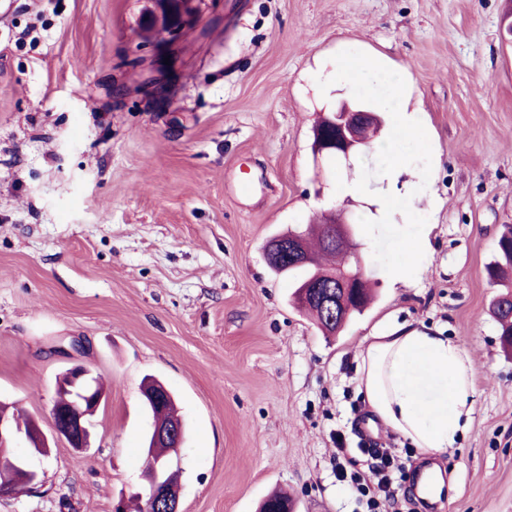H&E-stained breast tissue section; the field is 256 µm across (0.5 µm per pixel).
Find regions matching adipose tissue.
Masks as SVG:
<instances>
[{
    "mask_svg": "<svg viewBox=\"0 0 512 512\" xmlns=\"http://www.w3.org/2000/svg\"><path fill=\"white\" fill-rule=\"evenodd\" d=\"M324 86L345 85L375 95L390 114L393 133L368 145L381 159L379 176L391 178L408 167L402 150L422 136L421 125L405 100V81L397 73L366 60L339 61L334 71L318 72ZM419 239H400L387 266L396 283H414L427 259ZM357 387L371 413L425 456L438 457L455 448L473 410V367L463 342L422 327L387 325L365 337L356 354Z\"/></svg>",
    "mask_w": 512,
    "mask_h": 512,
    "instance_id": "ef3b65f1",
    "label": "adipose tissue"
}]
</instances>
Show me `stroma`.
<instances>
[{
	"label": "stroma",
	"mask_w": 512,
	"mask_h": 512,
	"mask_svg": "<svg viewBox=\"0 0 512 512\" xmlns=\"http://www.w3.org/2000/svg\"><path fill=\"white\" fill-rule=\"evenodd\" d=\"M512 0H200L174 44L155 0H12L0 14V401L38 422L51 455L41 492L0 512H112L144 493L152 420L145 376L186 427L179 512H259L276 489L294 512H362L334 473L337 440L421 456L368 411L354 357L383 320L461 337L474 413L436 458L438 512H512V350L486 268L512 224ZM350 51L406 71L431 173L412 224L357 221L381 188L367 153L315 157L320 115L345 92L312 71ZM169 58L165 91L149 61ZM361 177L363 199L338 192ZM251 181L245 195L239 183ZM357 224L376 300L326 337L274 273L275 235L326 210ZM427 233L411 287L385 266L398 236ZM82 343L81 350L71 341ZM105 384L89 449L52 433L57 377Z\"/></svg>",
	"instance_id": "obj_1"
}]
</instances>
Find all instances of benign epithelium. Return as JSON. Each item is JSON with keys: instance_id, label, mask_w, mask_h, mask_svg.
<instances>
[{"instance_id": "obj_1", "label": "benign epithelium", "mask_w": 512, "mask_h": 512, "mask_svg": "<svg viewBox=\"0 0 512 512\" xmlns=\"http://www.w3.org/2000/svg\"><path fill=\"white\" fill-rule=\"evenodd\" d=\"M162 13L171 15L179 10L190 14L194 0H155ZM375 115L371 110L360 106H351L342 103L336 108L332 120L335 134L333 140H327L320 134L314 135L313 150L317 156L336 154L344 157L359 152L368 142V134L373 126ZM320 223L328 225L325 230L327 244L336 246L346 252L350 251L351 228L350 223L342 214L332 213L323 215ZM301 253L300 238L283 235L271 241L265 250L267 263L272 268L288 266V261L299 260ZM359 276L349 272L336 275V311L345 307L344 299L347 289L358 287ZM103 400V395L96 393L95 387L84 385L78 391V396L66 410L56 407L50 411L51 426L55 434L66 439L75 449L82 450L91 445V428L86 425L88 414L97 410ZM156 441H161L175 453L180 448L184 437L182 430L173 425H154L150 431ZM26 449V453L39 452L49 456V442L41 430L36 427L28 431L17 428L7 416L0 415V450ZM170 467V461L155 460L147 457V463L142 471L141 478L150 495V504L154 505L155 512H179L180 485L164 483L159 480V472Z\"/></svg>"}]
</instances>
